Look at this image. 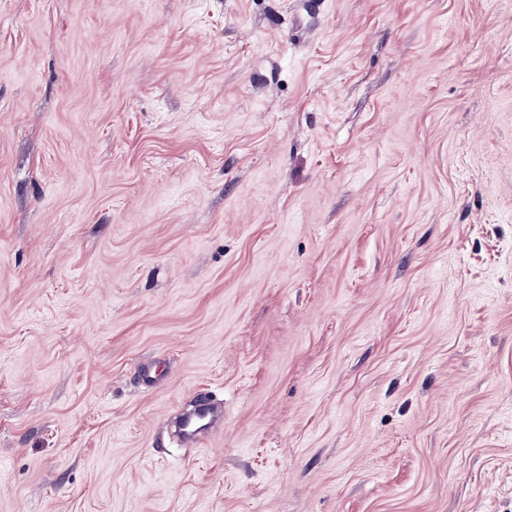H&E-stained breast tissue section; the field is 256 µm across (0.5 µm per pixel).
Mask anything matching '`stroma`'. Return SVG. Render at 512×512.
<instances>
[{
    "label": "stroma",
    "mask_w": 512,
    "mask_h": 512,
    "mask_svg": "<svg viewBox=\"0 0 512 512\" xmlns=\"http://www.w3.org/2000/svg\"><path fill=\"white\" fill-rule=\"evenodd\" d=\"M0 512H512V0H0ZM211 407L210 401L200 400V404L195 411L185 418L180 434L183 446L197 448L201 445L204 440L202 435L213 424Z\"/></svg>",
    "instance_id": "35a3bbf8"
}]
</instances>
